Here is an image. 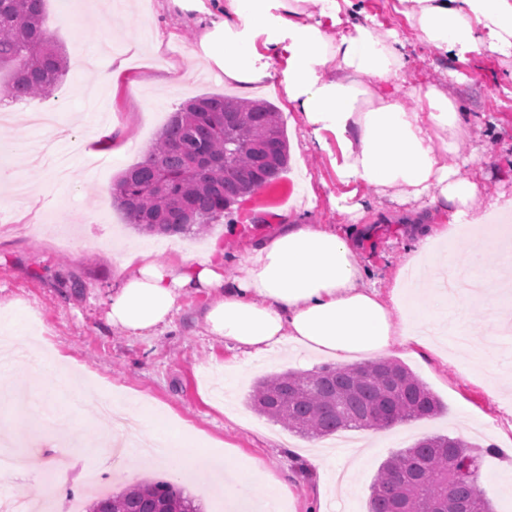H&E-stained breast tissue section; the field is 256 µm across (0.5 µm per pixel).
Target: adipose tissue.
Returning a JSON list of instances; mask_svg holds the SVG:
<instances>
[{
    "instance_id": "adipose-tissue-1",
    "label": "adipose tissue",
    "mask_w": 512,
    "mask_h": 512,
    "mask_svg": "<svg viewBox=\"0 0 512 512\" xmlns=\"http://www.w3.org/2000/svg\"><path fill=\"white\" fill-rule=\"evenodd\" d=\"M184 14L197 15L194 56L249 92L278 78L289 108L300 114L314 146L330 157L346 191L334 200L345 227L336 230L305 219L282 218L280 229L254 245L237 275L224 274V246L212 243L199 257L161 263L149 253L126 250L117 261L121 276L107 299L108 321L131 336L169 328L180 301L207 297V331L242 349L248 358L283 347L313 352L337 362H374L396 345L417 344L419 329L456 306L464 333L469 298L449 303L437 283L443 267L436 247L446 239L437 227L416 229L417 250L410 264L433 290L431 306L384 298L365 283L360 261L366 235L361 187L387 195L403 188L407 198L427 200L453 222L476 228L491 215L511 214L512 198L489 197L478 181L459 176L443 163L457 151L464 131L457 105L437 86L410 87L424 101L423 112L408 111L386 83L407 66L405 42L395 32L372 27L361 0H170ZM406 17L435 53L456 57L512 58V0H404ZM281 60L280 73L271 70ZM499 250L512 265V249L479 238L467 260L482 284L481 301L506 310L512 295L484 265L487 251ZM236 466L224 468L228 512H280L282 494L251 497Z\"/></svg>"
}]
</instances>
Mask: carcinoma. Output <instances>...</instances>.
<instances>
[{
  "label": "carcinoma",
  "mask_w": 512,
  "mask_h": 512,
  "mask_svg": "<svg viewBox=\"0 0 512 512\" xmlns=\"http://www.w3.org/2000/svg\"><path fill=\"white\" fill-rule=\"evenodd\" d=\"M45 0H0V69L11 82L0 95L46 98L65 65L43 24ZM288 138L277 107L224 95L194 98L174 112L148 157L113 184L114 203L137 231L196 236L243 197L273 183L287 169ZM249 404L268 419L309 438L370 428L375 413L392 409L390 423L427 419L444 406L404 365L385 359L364 365H323L260 378ZM460 456L478 460L450 435L423 438L388 458L371 483L369 512H493L479 488L480 466L454 467ZM87 512H201L169 481L143 482L96 497Z\"/></svg>",
  "instance_id": "carcinoma-1"
}]
</instances>
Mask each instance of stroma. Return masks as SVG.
<instances>
[{
    "mask_svg": "<svg viewBox=\"0 0 512 512\" xmlns=\"http://www.w3.org/2000/svg\"><path fill=\"white\" fill-rule=\"evenodd\" d=\"M372 25L379 31H396L406 42L408 64L404 78L410 86L446 85L464 116L467 133L450 157L460 176L481 182L487 194L512 197V60L497 56L465 59L434 54L411 30L400 0H363ZM50 38L66 62L63 80L35 107L56 110L58 120L73 129L72 140L61 143L79 178L83 194L58 182L53 172L35 165L22 152L10 153L6 166L16 169L29 187L42 188L49 207L33 204L30 213L14 212L0 223V313L19 311L24 320L16 328L15 346L32 337L51 350V359L68 365L86 399L74 412L70 428L50 432L44 446L33 453L51 463L55 453L69 457V472L57 484V512H71L75 502L86 501V469L107 459L105 417L98 410L101 395L113 400L137 397L151 405L155 416L171 419L177 428L205 447L220 444L231 461L255 463L246 473L253 496L267 490L268 478L281 481L287 491L288 512H309L320 494L336 489L346 512H367L370 485L381 465L396 451L429 434L462 436L480 460L479 486L496 512H512V455L495 454L503 434L512 430V406L491 393L495 378L512 377V353L500 344L486 348L487 360L470 375H460L456 364L466 348L444 337H423L412 349L393 347L388 356L417 375L441 400V415L396 424L376 434L356 429L350 437L370 455L351 484L337 487L335 473L343 467L339 435L310 440L268 420L247 402L254 382L283 371H301L300 358L281 354L254 360L239 372L238 352L223 339L208 335L202 321V301H182L170 328L152 336H128L113 330L106 318V300L117 275L115 245L151 253L158 261L173 262L184 255H200L211 242H222L233 274L246 263L251 245L278 229L282 211L276 207L254 210L252 197L234 206L208 233L196 238L150 236L128 227L125 215L112 203V185L118 176L140 162L152 147L171 114L187 100L205 94H234V87L193 57L197 27L170 11L166 0H137L135 5L106 9L100 0H46ZM128 59V79L108 88L97 87L95 68L88 56L103 46ZM455 81H447V72ZM254 99L273 103L282 114L290 146L286 173L295 197H311V218L319 224L343 227L344 217L331 204L345 191L330 159L312 148L298 113L288 108L278 85L256 88ZM106 114L126 144L124 152L109 157L102 168L91 167L88 157L97 153L93 140L98 114ZM366 208L385 212L373 221L361 259L370 286L383 295L410 293L414 277L399 276L415 247L410 235L400 232L406 207L399 197H378L363 188ZM66 223L65 247H57L56 226ZM28 366L0 370V429L15 437L35 441L40 425L65 406L55 393L31 387ZM321 450L318 465H310L308 452ZM179 462L145 464L128 455L121 473L105 481L107 493H118L144 480L182 483L196 498L202 512H222L226 498L219 477L198 475L183 480Z\"/></svg>",
    "mask_w": 512,
    "mask_h": 512,
    "instance_id": "1",
    "label": "stroma"
}]
</instances>
